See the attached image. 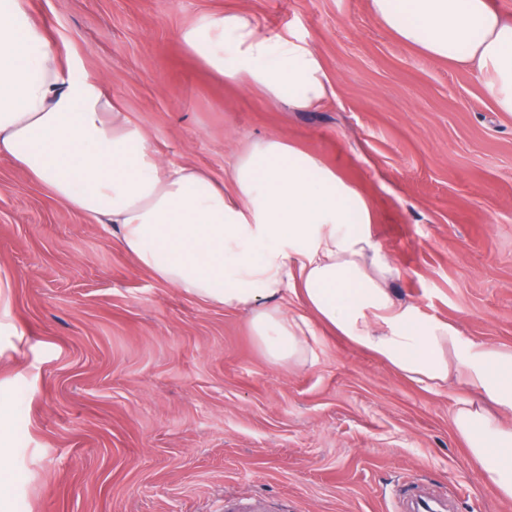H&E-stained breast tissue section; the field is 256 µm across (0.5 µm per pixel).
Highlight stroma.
Segmentation results:
<instances>
[{"instance_id": "stroma-1", "label": "stroma", "mask_w": 512, "mask_h": 512, "mask_svg": "<svg viewBox=\"0 0 512 512\" xmlns=\"http://www.w3.org/2000/svg\"><path fill=\"white\" fill-rule=\"evenodd\" d=\"M63 63L99 77L156 154L224 178L283 137L373 209L396 298L512 352V113L486 76L427 57L369 0H27ZM243 10L320 57L301 112L224 83L181 42ZM269 362L245 313L158 281L117 233L0 160V512H512L456 434L451 379L413 382L328 330Z\"/></svg>"}]
</instances>
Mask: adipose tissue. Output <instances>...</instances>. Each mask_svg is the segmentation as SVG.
<instances>
[{"mask_svg": "<svg viewBox=\"0 0 512 512\" xmlns=\"http://www.w3.org/2000/svg\"><path fill=\"white\" fill-rule=\"evenodd\" d=\"M405 43L489 70L500 111L512 112V21L489 0H370ZM185 47L230 84L310 110L330 85L315 52L263 30L242 11L204 13ZM0 159L59 202L118 230L136 264L201 300L245 309L269 361H306L328 328L409 380L456 377L454 428L493 493L512 497V353L462 344L451 324L400 304L395 267L376 243L370 202L335 170L281 138L240 150L226 178L162 164L95 76L62 67L27 0H0ZM292 296L297 309L284 311Z\"/></svg>", "mask_w": 512, "mask_h": 512, "instance_id": "1", "label": "adipose tissue"}]
</instances>
